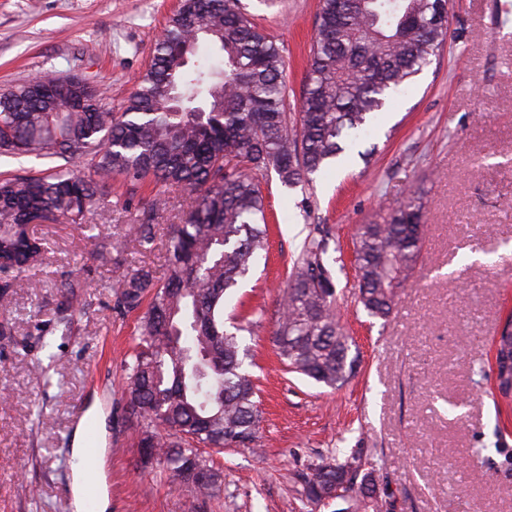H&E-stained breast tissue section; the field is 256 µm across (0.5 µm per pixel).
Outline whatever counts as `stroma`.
Listing matches in <instances>:
<instances>
[{
  "label": "stroma",
  "mask_w": 512,
  "mask_h": 512,
  "mask_svg": "<svg viewBox=\"0 0 512 512\" xmlns=\"http://www.w3.org/2000/svg\"><path fill=\"white\" fill-rule=\"evenodd\" d=\"M499 0H449L443 54L392 95L351 155L311 185L262 179L269 251L224 308L242 324L262 412L257 449L213 455L220 487H172L145 461L130 416L125 363L137 315L118 310L111 283L146 265L164 278V248L140 252L131 218L148 186L113 182L120 203L93 228L39 226V270L0 318V512H73V431L89 409L108 512H307L300 473L335 449L371 463L389 512H512V411L486 396L489 338L512 313V28L497 30ZM282 48L288 110L297 112L318 0H240ZM178 0H0V92L50 72L102 86L121 111ZM423 204L425 264L387 319L352 294L351 236L410 192ZM340 248L328 261L338 309L360 366L330 388L289 372L274 343L280 295L311 228ZM120 238L111 262L88 260L96 240ZM85 281L67 311L55 286Z\"/></svg>",
  "instance_id": "35a3bbf8"
}]
</instances>
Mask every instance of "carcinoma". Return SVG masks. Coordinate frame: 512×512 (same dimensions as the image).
Listing matches in <instances>:
<instances>
[{
  "label": "carcinoma",
  "instance_id": "obj_1",
  "mask_svg": "<svg viewBox=\"0 0 512 512\" xmlns=\"http://www.w3.org/2000/svg\"><path fill=\"white\" fill-rule=\"evenodd\" d=\"M239 0H181L156 54L127 104L112 110L97 86L78 77L45 75L0 94V154L48 156V175L0 179V311L9 291L43 260L37 224L73 223L112 209L107 192L122 177L153 184L149 208L134 224L142 252L165 242L168 271L159 283L140 266L116 291V306L143 310L127 366L130 415L144 430L139 445L155 449L169 482L186 484L192 468L219 479L201 448H251L261 416L247 350L224 323V300L267 252L268 222L259 178L273 172L292 188L332 161H342L374 122L388 95L403 91L444 49L448 0H320L299 112L288 115L282 49L238 7ZM210 45L224 69L190 63L182 49ZM82 168H75L76 164ZM196 194L180 223L158 237L166 187ZM416 194L387 217L359 224L352 235L358 302L388 317L415 270L424 264ZM329 241L308 234L280 297L274 331L288 367L328 387L354 376L324 263ZM118 239L90 252L102 261L121 252ZM496 395L512 402V321L494 337ZM362 458L336 449L302 477L306 503L319 505ZM372 471L353 482L354 512H383Z\"/></svg>",
  "mask_w": 512,
  "mask_h": 512
}]
</instances>
